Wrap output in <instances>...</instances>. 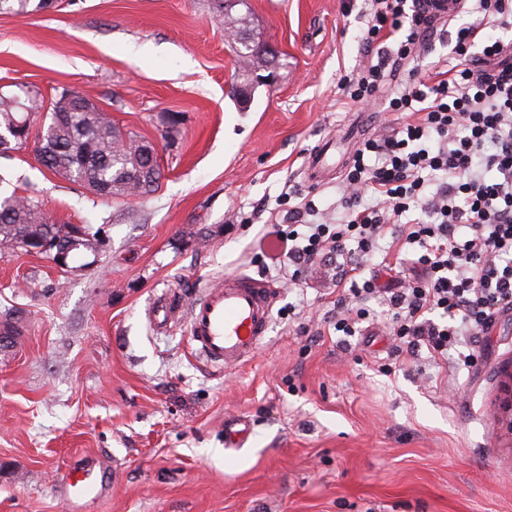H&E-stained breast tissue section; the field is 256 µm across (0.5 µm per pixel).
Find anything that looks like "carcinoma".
I'll use <instances>...</instances> for the list:
<instances>
[{
  "label": "carcinoma",
  "mask_w": 512,
  "mask_h": 512,
  "mask_svg": "<svg viewBox=\"0 0 512 512\" xmlns=\"http://www.w3.org/2000/svg\"><path fill=\"white\" fill-rule=\"evenodd\" d=\"M240 6L248 0H213L215 18L222 24L248 29L249 14H242ZM33 0H0V14L25 17L36 11ZM24 112L0 96V128L5 130L11 120L34 123L43 108V99L35 96ZM54 125L47 142L50 153L45 168L67 182L84 186L87 182H102L110 186V199H142L154 192L158 185L141 186L132 181L131 173L138 163L142 138L125 131L112 122L105 113L71 112L47 114ZM79 233L77 240H99L101 231L90 232L83 225L47 223L38 199L31 195L11 193L0 200V245L25 244L29 240L52 242Z\"/></svg>",
  "instance_id": "carcinoma-1"
}]
</instances>
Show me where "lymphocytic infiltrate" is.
Segmentation results:
<instances>
[{
	"label": "lymphocytic infiltrate",
	"instance_id": "f902f5d3",
	"mask_svg": "<svg viewBox=\"0 0 512 512\" xmlns=\"http://www.w3.org/2000/svg\"><path fill=\"white\" fill-rule=\"evenodd\" d=\"M361 36L372 62L341 79L352 102L365 103L404 60L426 48L431 28L418 0H371ZM484 18L456 31L447 67L410 84L390 101L399 127L367 139L342 179V223L315 224L304 199L275 225L273 269L289 286L320 270L340 288L335 331L352 337L380 299L391 314L397 352H426L428 364L461 353L512 310V54L493 29L512 28V0H470ZM368 153L380 161L369 166ZM397 257L392 284L364 277L383 238Z\"/></svg>",
	"mask_w": 512,
	"mask_h": 512
}]
</instances>
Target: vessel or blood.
Returning <instances> with one entry per match:
<instances>
[{
  "instance_id": "vessel-or-blood-1",
  "label": "vessel or blood",
  "mask_w": 512,
  "mask_h": 512,
  "mask_svg": "<svg viewBox=\"0 0 512 512\" xmlns=\"http://www.w3.org/2000/svg\"><path fill=\"white\" fill-rule=\"evenodd\" d=\"M466 0H423L422 7L432 27L448 24L465 6ZM277 290L266 281L239 273L223 283L208 286L190 307H182L175 296H162L152 307L153 316L163 323L186 317L193 353L215 366H238L250 361L265 338L272 318ZM250 433L245 420L235 419L224 427V446L242 447ZM68 496L79 498L97 492L92 473L80 478L63 476Z\"/></svg>"
}]
</instances>
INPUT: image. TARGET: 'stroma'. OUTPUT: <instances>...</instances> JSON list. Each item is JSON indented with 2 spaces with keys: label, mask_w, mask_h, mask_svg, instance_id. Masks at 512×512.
I'll use <instances>...</instances> for the list:
<instances>
[{
  "label": "stroma",
  "mask_w": 512,
  "mask_h": 512,
  "mask_svg": "<svg viewBox=\"0 0 512 512\" xmlns=\"http://www.w3.org/2000/svg\"><path fill=\"white\" fill-rule=\"evenodd\" d=\"M273 52L248 107L210 0H67L26 17L0 14V87L31 85L45 103L66 90L153 143L156 193L102 200L43 168L33 149L0 155L9 189L35 196L58 224L103 228L96 266L68 269L0 248V320L21 336L0 351V512H512V433L500 384L512 371V311L483 337L473 366L418 371L396 354L378 301L342 348L324 318L320 276L281 286L258 353L217 368L191 354L186 319L155 327L148 309L178 291L190 304L224 275L261 277L254 240L308 195L338 223L341 130L367 115L380 133L390 93L445 65L454 24L366 104L339 79L363 65L367 0H249ZM323 147L335 172L313 180ZM304 311L316 337L284 319ZM247 417L246 448L224 449V423ZM93 468L98 497L73 501L63 475Z\"/></svg>",
  "instance_id": "stroma-1"
}]
</instances>
